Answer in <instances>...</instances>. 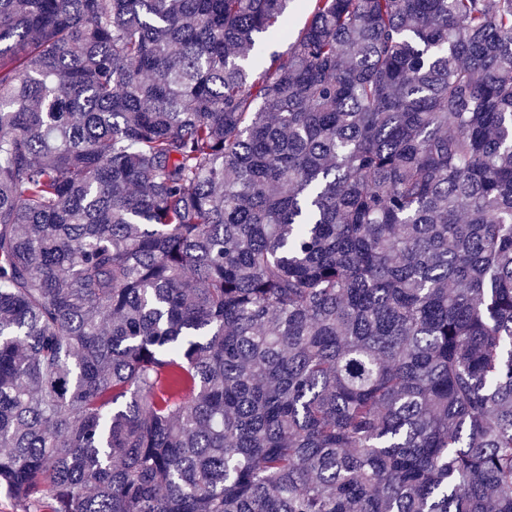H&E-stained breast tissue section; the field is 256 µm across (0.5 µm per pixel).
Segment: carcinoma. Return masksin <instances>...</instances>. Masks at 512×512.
<instances>
[{
    "label": "carcinoma",
    "instance_id": "carcinoma-1",
    "mask_svg": "<svg viewBox=\"0 0 512 512\" xmlns=\"http://www.w3.org/2000/svg\"><path fill=\"white\" fill-rule=\"evenodd\" d=\"M294 2L0 0L19 512H512V0Z\"/></svg>",
    "mask_w": 512,
    "mask_h": 512
}]
</instances>
